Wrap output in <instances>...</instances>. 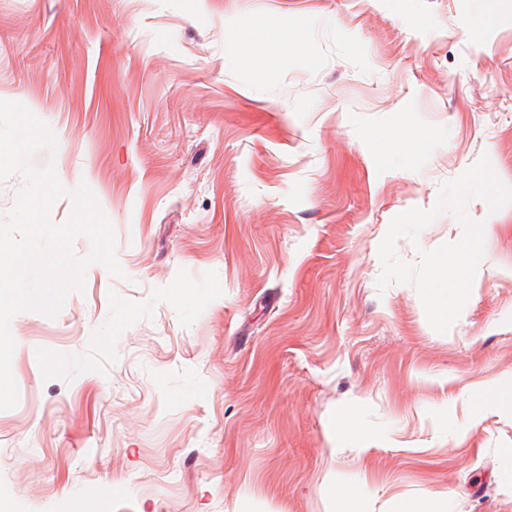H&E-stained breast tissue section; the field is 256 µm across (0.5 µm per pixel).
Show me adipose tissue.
I'll list each match as a JSON object with an SVG mask.
<instances>
[{
	"mask_svg": "<svg viewBox=\"0 0 512 512\" xmlns=\"http://www.w3.org/2000/svg\"><path fill=\"white\" fill-rule=\"evenodd\" d=\"M297 36V31L288 30L287 26L276 19L267 20L258 26L244 21L227 34L228 40L239 49L240 65L256 73L262 72L269 65L277 49Z\"/></svg>",
	"mask_w": 512,
	"mask_h": 512,
	"instance_id": "ef3b65f1",
	"label": "adipose tissue"
}]
</instances>
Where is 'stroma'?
<instances>
[{"label":"stroma","mask_w":512,"mask_h":512,"mask_svg":"<svg viewBox=\"0 0 512 512\" xmlns=\"http://www.w3.org/2000/svg\"><path fill=\"white\" fill-rule=\"evenodd\" d=\"M272 17L303 35L251 74L226 32ZM0 100L124 271L13 318L0 512H336L346 486L512 512V407L467 401L512 386V204L466 205L490 263L448 333L377 288L396 215L484 156L512 186V0H0ZM462 234L445 212L396 254Z\"/></svg>","instance_id":"stroma-1"}]
</instances>
